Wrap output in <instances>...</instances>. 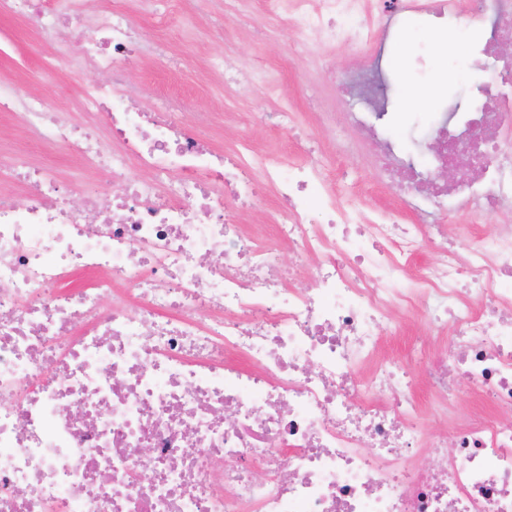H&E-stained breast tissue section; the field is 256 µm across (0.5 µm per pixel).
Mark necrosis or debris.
<instances>
[{
  "label": "necrosis or debris",
  "instance_id": "obj_1",
  "mask_svg": "<svg viewBox=\"0 0 512 512\" xmlns=\"http://www.w3.org/2000/svg\"><path fill=\"white\" fill-rule=\"evenodd\" d=\"M265 2L305 39L369 45L343 93L365 104L354 123L396 196L504 224L460 246L444 224L361 214L324 158L286 164L246 140L220 156L183 130L188 100L133 103L125 67L146 45L121 9L92 30L67 0H0L40 32L65 28L77 65L112 75L81 99L102 127L54 119L6 78L0 110L114 185L76 211L52 168L0 156L24 187L20 202L0 191V512H512V92L398 113L429 142L422 170L372 115L411 17H468L487 36L462 44L464 60L512 69L494 56L512 0H390L377 21L366 0ZM448 167L457 181L437 178ZM267 190L273 243L238 222ZM281 246L311 287L287 283ZM414 310L447 351L378 360ZM420 363L447 432L424 423ZM462 377L490 402L473 421L456 405ZM418 450L434 466L416 465Z\"/></svg>",
  "mask_w": 512,
  "mask_h": 512
}]
</instances>
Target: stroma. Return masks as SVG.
I'll return each mask as SVG.
<instances>
[{
  "instance_id": "stroma-1",
  "label": "stroma",
  "mask_w": 512,
  "mask_h": 512,
  "mask_svg": "<svg viewBox=\"0 0 512 512\" xmlns=\"http://www.w3.org/2000/svg\"><path fill=\"white\" fill-rule=\"evenodd\" d=\"M129 9L130 16L145 38L164 44L167 57H145L127 66L126 84L141 99L161 100L180 96L192 99V111L184 117L186 128L217 147L249 139L256 147L296 162L307 154L295 136L286 129L244 119L238 124L224 121V102L231 99L241 114L270 112L275 103L289 100L295 110L308 113L310 96H317L332 111V122L347 127L348 113L358 111L357 102L338 98V86L345 70L362 56L365 46L349 42L336 46L307 42L299 54H292L295 39L292 27L270 30L264 0H250L241 13L225 11L224 0H210L204 14L190 18L185 30L158 28L152 16L136 11L134 0H117ZM454 37L439 32L421 41L409 31L398 63L400 83L395 109L399 112L423 111L427 99L442 91L466 94L470 86L488 80V72L471 74L468 83H460L451 63ZM77 55V45L66 42L65 35H40L29 23L0 16V78H11L17 92L37 95L52 105L53 112L66 121H84V113L74 103L83 84L107 81L105 72L83 68L76 71L51 68L60 47ZM232 56L239 69L254 74V88L246 97L237 96L232 84L218 80L206 71L209 62ZM317 138L329 155L334 156L337 182L356 195L364 208L399 209L403 222L412 216L404 204L378 179L365 153H342L330 133L319 130ZM18 150L27 160L58 169L64 183L80 180L111 191L105 177L80 164L62 150L39 141L20 117L0 114V148Z\"/></svg>"
}]
</instances>
